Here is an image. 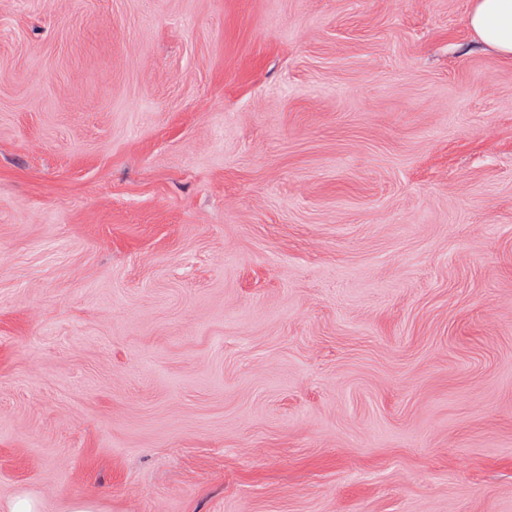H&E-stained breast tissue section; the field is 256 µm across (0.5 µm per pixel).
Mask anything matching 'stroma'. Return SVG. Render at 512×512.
Returning <instances> with one entry per match:
<instances>
[{"instance_id": "1", "label": "stroma", "mask_w": 512, "mask_h": 512, "mask_svg": "<svg viewBox=\"0 0 512 512\" xmlns=\"http://www.w3.org/2000/svg\"><path fill=\"white\" fill-rule=\"evenodd\" d=\"M471 7L0 0V512H512Z\"/></svg>"}]
</instances>
